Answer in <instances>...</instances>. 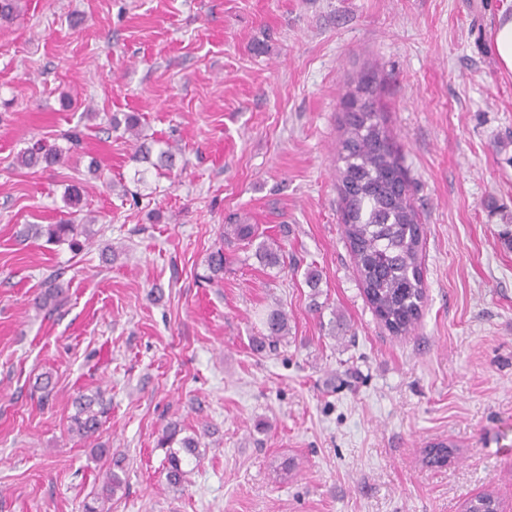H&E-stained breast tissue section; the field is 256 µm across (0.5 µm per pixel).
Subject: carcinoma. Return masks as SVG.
Returning a JSON list of instances; mask_svg holds the SVG:
<instances>
[{
    "label": "carcinoma",
    "instance_id": "obj_1",
    "mask_svg": "<svg viewBox=\"0 0 512 512\" xmlns=\"http://www.w3.org/2000/svg\"><path fill=\"white\" fill-rule=\"evenodd\" d=\"M112 127H124L136 147L134 158L155 169L172 167L173 149L159 153L151 161L150 149L141 143L140 116L125 112L112 115ZM337 190L340 200L342 233L350 248L358 280L376 319L392 334L405 335L417 322L425 299L420 255L425 228L410 200V182L398 147L393 143L378 99L346 112L337 145ZM69 160L67 151L46 147L36 142L17 156L23 167L53 168ZM231 235L250 244L259 237L255 224H228L222 235ZM23 240L46 238L48 244H66L73 252L82 250L93 236L90 224H25L19 230ZM54 274L46 281V289L34 299L38 310L60 303L64 289ZM266 334L258 337L259 346L276 345L288 333V319L279 309L268 312L263 320ZM107 408L99 395H81L71 417L70 432L91 438L101 425ZM177 422L168 423L158 439L165 450L163 469L168 485L178 488L188 483L192 471L200 465V436L183 434ZM454 449L441 443L426 449L423 462L442 466ZM469 512H496L498 502L491 494H483L469 502Z\"/></svg>",
    "mask_w": 512,
    "mask_h": 512
}]
</instances>
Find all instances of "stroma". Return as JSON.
I'll return each mask as SVG.
<instances>
[{
	"label": "stroma",
	"instance_id": "35a3bbf8",
	"mask_svg": "<svg viewBox=\"0 0 512 512\" xmlns=\"http://www.w3.org/2000/svg\"><path fill=\"white\" fill-rule=\"evenodd\" d=\"M501 3L21 0L0 21V512H84L114 469L102 512H464L484 493L512 512ZM368 65L426 231V301L405 336L374 318L340 226L341 97ZM116 112L176 145L173 167L134 182ZM70 129L67 166L17 165ZM68 219L95 231L80 252L16 236ZM235 220L284 263L240 244L206 280ZM56 270L65 301L35 309ZM273 309L288 334L255 349ZM96 393L108 411L82 440L75 400ZM170 421L202 435L181 489L156 446ZM441 442L448 464L424 465Z\"/></svg>",
	"mask_w": 512,
	"mask_h": 512
}]
</instances>
